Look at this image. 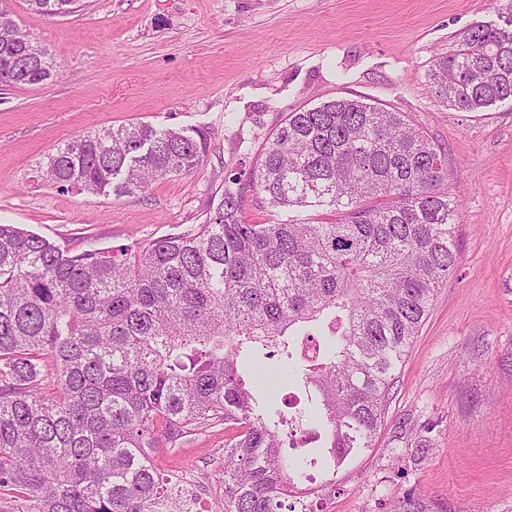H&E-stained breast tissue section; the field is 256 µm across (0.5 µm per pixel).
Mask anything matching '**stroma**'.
<instances>
[{"label": "stroma", "instance_id": "obj_1", "mask_svg": "<svg viewBox=\"0 0 512 512\" xmlns=\"http://www.w3.org/2000/svg\"><path fill=\"white\" fill-rule=\"evenodd\" d=\"M60 75L0 83V224L82 252L146 244L213 218L230 174L258 165L289 113L360 98L405 113L448 154L457 262L433 299L372 448L317 477L313 512H512V105L465 112L427 86L436 57L508 0H78L43 16L1 0ZM128 124L204 142L201 167L117 197L61 191L39 165L83 133ZM214 425L155 466L209 512L224 495Z\"/></svg>", "mask_w": 512, "mask_h": 512}]
</instances>
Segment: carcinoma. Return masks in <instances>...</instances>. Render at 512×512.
Instances as JSON below:
<instances>
[{"instance_id": "obj_1", "label": "carcinoma", "mask_w": 512, "mask_h": 512, "mask_svg": "<svg viewBox=\"0 0 512 512\" xmlns=\"http://www.w3.org/2000/svg\"><path fill=\"white\" fill-rule=\"evenodd\" d=\"M25 2L43 16L75 4ZM35 47L43 84L60 69ZM21 65L0 36V83L24 85ZM427 78L466 112L512 103V5ZM203 156L181 130L118 127L41 169L61 190L126 196ZM248 191L288 218L249 223ZM459 207L444 148L401 112L338 98L289 113L207 224L117 254L0 224V499L11 512H164L173 476L153 450L231 424L224 512H281L308 470L373 446L393 372L454 269ZM320 209L336 221L300 218ZM260 355L277 363L252 374ZM290 384L305 396L296 413L274 401Z\"/></svg>"}]
</instances>
